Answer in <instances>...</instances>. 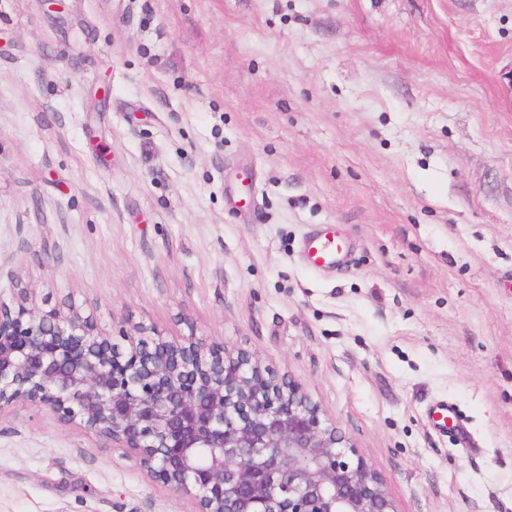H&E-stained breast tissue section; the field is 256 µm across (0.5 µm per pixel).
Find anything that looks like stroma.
<instances>
[{"label": "stroma", "mask_w": 512, "mask_h": 512, "mask_svg": "<svg viewBox=\"0 0 512 512\" xmlns=\"http://www.w3.org/2000/svg\"><path fill=\"white\" fill-rule=\"evenodd\" d=\"M325 224L337 273L303 259ZM23 291L257 354L398 512H512V0H0V303ZM193 508L0 411V512Z\"/></svg>", "instance_id": "1"}]
</instances>
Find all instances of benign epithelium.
I'll return each mask as SVG.
<instances>
[{
    "label": "benign epithelium",
    "instance_id": "benign-epithelium-1",
    "mask_svg": "<svg viewBox=\"0 0 512 512\" xmlns=\"http://www.w3.org/2000/svg\"><path fill=\"white\" fill-rule=\"evenodd\" d=\"M0 304V409L30 402L125 448L195 512H398L299 382L259 357Z\"/></svg>",
    "mask_w": 512,
    "mask_h": 512
}]
</instances>
